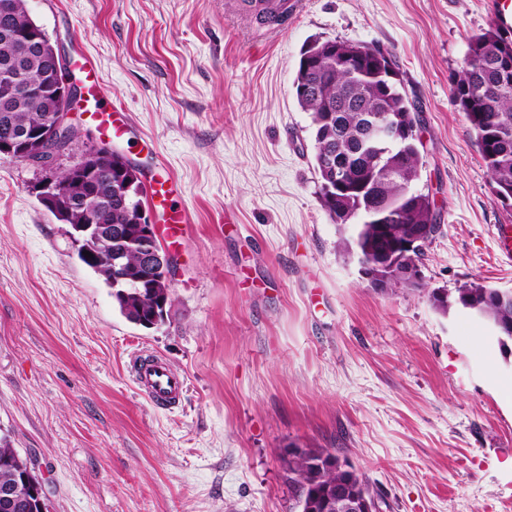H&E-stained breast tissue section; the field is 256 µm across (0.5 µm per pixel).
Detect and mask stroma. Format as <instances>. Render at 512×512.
<instances>
[{
  "mask_svg": "<svg viewBox=\"0 0 512 512\" xmlns=\"http://www.w3.org/2000/svg\"><path fill=\"white\" fill-rule=\"evenodd\" d=\"M261 25L242 0H28L64 61L84 53L132 118L120 151L162 164L191 217L164 324L144 329L77 257L39 198L101 145L83 104L54 167L0 158V437L35 454L50 512H298L284 461L323 448L380 512H512V353L431 292L512 290L475 134L451 99L486 0H298ZM392 51L420 109L415 187L442 231L424 290L361 277L320 205L311 119L293 80L306 44ZM148 352L187 382L171 409L134 384Z\"/></svg>",
  "mask_w": 512,
  "mask_h": 512,
  "instance_id": "1",
  "label": "stroma"
}]
</instances>
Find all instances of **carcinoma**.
<instances>
[{
	"label": "carcinoma",
	"mask_w": 512,
	"mask_h": 512,
	"mask_svg": "<svg viewBox=\"0 0 512 512\" xmlns=\"http://www.w3.org/2000/svg\"><path fill=\"white\" fill-rule=\"evenodd\" d=\"M14 9L0 15V81L11 78L15 84L37 87L51 83L56 67L47 51L31 52L15 38V31L33 22L27 0H11ZM492 23L483 33L472 37L463 64L451 80L454 104L466 115L475 134L480 155L490 175L492 194L503 204L512 205V79L504 82L500 73L512 63V40ZM392 53L377 46L347 41L317 42L301 53L295 96L299 107L310 114L314 137L315 169L320 177V203L334 224H352L355 233L339 241L350 255L367 251L378 234L376 210L386 215L393 229L415 224L423 231V243L415 258L425 259L427 243L436 231L434 202L425 193L414 190L421 175L422 142L414 129L420 125L419 108L401 80L392 78ZM64 103L44 93L0 97V138L46 124ZM389 121L410 131L397 146L380 159L366 153L370 124ZM124 156L108 159L98 151L82 164L92 166L91 179L98 196L97 221L100 224H125L128 237L121 242L101 246L112 254L114 263L98 270L112 288L122 316L129 322L164 321L160 302L169 289L160 279L144 278L138 268L137 250L130 243L139 240L136 228L138 210L146 198V188L130 169ZM58 181L64 194L59 208L69 210L70 202L83 195L82 187L65 171ZM433 304L444 312L459 308L488 328L496 324L512 325V297L471 284L446 294L432 295ZM331 456L323 448H296L286 460L288 481L298 492V512H320L318 504L326 491L337 484L358 492L368 489L355 471L338 468L319 469L313 461ZM13 448L0 440V480H10L14 470Z\"/></svg>",
	"instance_id": "carcinoma-1"
}]
</instances>
